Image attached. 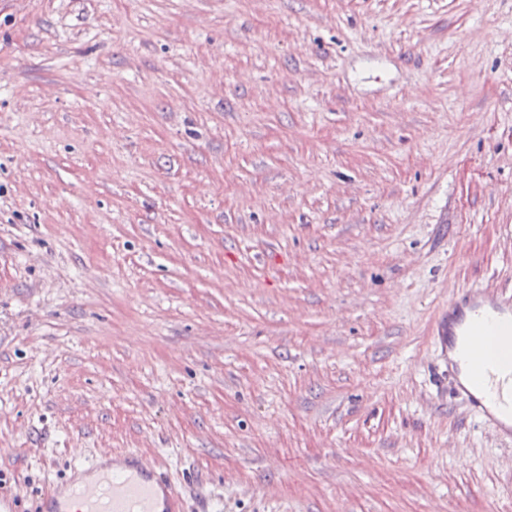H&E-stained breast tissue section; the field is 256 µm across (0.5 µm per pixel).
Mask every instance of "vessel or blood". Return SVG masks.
Masks as SVG:
<instances>
[{
	"label": "vessel or blood",
	"mask_w": 512,
	"mask_h": 512,
	"mask_svg": "<svg viewBox=\"0 0 512 512\" xmlns=\"http://www.w3.org/2000/svg\"><path fill=\"white\" fill-rule=\"evenodd\" d=\"M436 341L448 355V376L471 411L504 437L512 438V297L467 288L449 301L436 327ZM467 364L471 384L460 380ZM66 481L47 487L38 512H185L184 499L168 477L136 450L75 460Z\"/></svg>",
	"instance_id": "vessel-or-blood-1"
}]
</instances>
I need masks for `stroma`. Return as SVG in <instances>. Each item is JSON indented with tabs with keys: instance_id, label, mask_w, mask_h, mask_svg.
Instances as JSON below:
<instances>
[{
	"instance_id": "35a3bbf8",
	"label": "stroma",
	"mask_w": 512,
	"mask_h": 512,
	"mask_svg": "<svg viewBox=\"0 0 512 512\" xmlns=\"http://www.w3.org/2000/svg\"><path fill=\"white\" fill-rule=\"evenodd\" d=\"M512 294V0H0V476L186 512H512L439 382ZM74 474L47 487L38 512H184V499L168 477L136 450L74 461ZM76 501H74V500Z\"/></svg>"
}]
</instances>
